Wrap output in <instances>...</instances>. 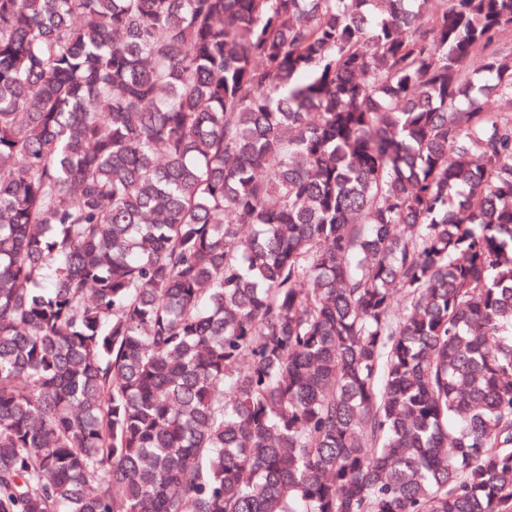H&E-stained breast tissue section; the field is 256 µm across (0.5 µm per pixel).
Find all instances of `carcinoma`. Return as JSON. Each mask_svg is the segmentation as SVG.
<instances>
[{
    "mask_svg": "<svg viewBox=\"0 0 512 512\" xmlns=\"http://www.w3.org/2000/svg\"><path fill=\"white\" fill-rule=\"evenodd\" d=\"M0 512H512V0H0Z\"/></svg>",
    "mask_w": 512,
    "mask_h": 512,
    "instance_id": "cac0c4a2",
    "label": "carcinoma"
}]
</instances>
